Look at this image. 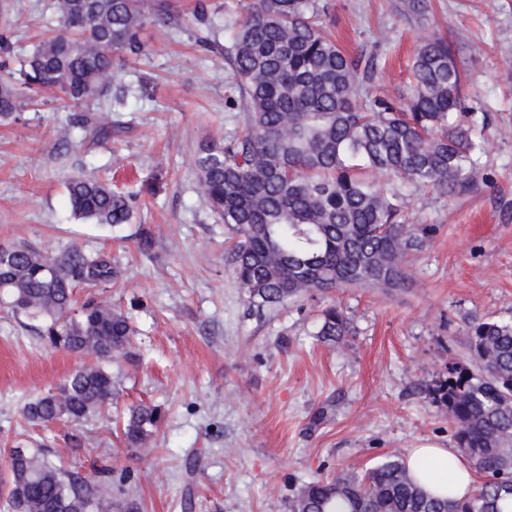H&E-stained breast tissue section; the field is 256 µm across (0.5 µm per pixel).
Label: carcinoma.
<instances>
[{"instance_id":"carcinoma-1","label":"carcinoma","mask_w":512,"mask_h":512,"mask_svg":"<svg viewBox=\"0 0 512 512\" xmlns=\"http://www.w3.org/2000/svg\"><path fill=\"white\" fill-rule=\"evenodd\" d=\"M319 0H245L234 26L229 61L239 91L226 101L247 113L245 129L212 142L194 161L201 202L232 235L229 269L249 309L275 312L315 292L412 287L408 257L432 238L431 224H406L396 188L376 179L430 187L453 196L472 190L477 149L473 115L460 111L463 69L451 45L425 38L409 65L405 96L377 91L385 63L349 55L327 35ZM62 29L35 47L20 69L24 87L54 88L77 111L72 127H91L97 140L112 124L82 109L106 95L112 51L137 55L152 24L176 25L162 0H56ZM23 94L12 73L0 74V121L18 119ZM73 216L94 224H127L135 198L109 183L77 177L67 184ZM119 271L108 256L78 247L60 251L27 243L0 248V306L38 322L56 348L95 364L73 371L24 407L26 420L79 423L118 397L112 358L136 356L135 328L120 309L94 300L76 305L74 290ZM351 334L341 308L321 310L316 335L332 346ZM469 361L448 365L431 389L454 424L455 447L482 476L465 502L425 493L403 462L388 460L359 475L341 469L304 485L292 512H330L341 499L349 512H503L512 499V318H474ZM162 407L128 409L122 434L139 453L154 442ZM49 449L13 447L0 480L11 512H120L125 480L106 467L73 475L48 459Z\"/></svg>"}]
</instances>
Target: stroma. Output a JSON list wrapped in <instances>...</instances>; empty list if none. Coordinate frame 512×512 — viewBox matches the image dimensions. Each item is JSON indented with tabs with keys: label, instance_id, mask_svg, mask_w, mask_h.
<instances>
[{
	"label": "stroma",
	"instance_id": "1",
	"mask_svg": "<svg viewBox=\"0 0 512 512\" xmlns=\"http://www.w3.org/2000/svg\"><path fill=\"white\" fill-rule=\"evenodd\" d=\"M201 3L204 22L194 17ZM328 3L326 23L344 50L387 58L380 91L399 97L410 56L438 31L468 74L467 111L488 115L475 132L484 151L474 191L400 188L407 222L437 227L409 259L412 288H345L248 316L226 262L230 234L200 204L194 168L204 145L232 139L246 122L225 108L237 94L225 58L237 0H170L182 25L147 29L145 54L118 67L111 95L88 108L109 114L110 140L78 130L60 140L73 110L54 91L0 123V247L109 254L118 277L77 298L120 307L139 330L138 359L112 363L121 393L110 413L43 427L23 418L24 404L85 359L0 311V449L42 442L70 471L126 474L139 512H182L183 462L194 452L202 459L194 512H290L301 486L338 469L362 474L426 444L453 445L454 427L428 388L465 361L473 318L512 316V0H429L424 20L403 12L402 0ZM58 25L54 0H0L10 68ZM84 175L135 193L133 222L76 220L65 183ZM331 300L353 327L336 346L316 336ZM143 401L165 417L154 449L135 459L118 426ZM321 406L327 416L313 424Z\"/></svg>",
	"mask_w": 512,
	"mask_h": 512
}]
</instances>
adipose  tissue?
Wrapping results in <instances>:
<instances>
[{"label":"adipose tissue","mask_w":512,"mask_h":512,"mask_svg":"<svg viewBox=\"0 0 512 512\" xmlns=\"http://www.w3.org/2000/svg\"><path fill=\"white\" fill-rule=\"evenodd\" d=\"M404 463L414 481L431 496L460 501L473 492L471 463L458 448H416Z\"/></svg>","instance_id":"obj_1"}]
</instances>
